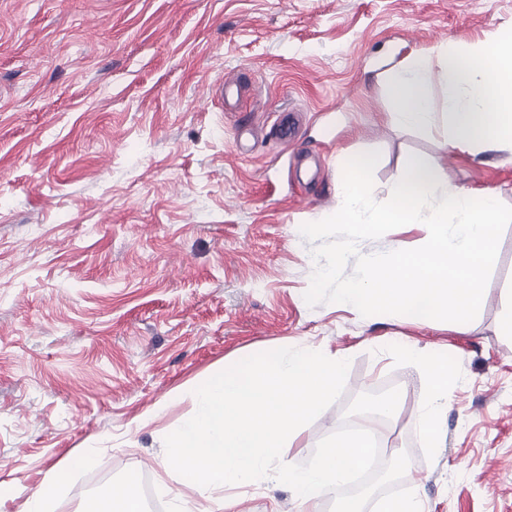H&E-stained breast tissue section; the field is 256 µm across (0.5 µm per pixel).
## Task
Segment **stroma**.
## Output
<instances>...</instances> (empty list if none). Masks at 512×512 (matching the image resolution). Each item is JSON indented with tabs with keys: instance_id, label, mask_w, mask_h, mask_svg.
Wrapping results in <instances>:
<instances>
[{
	"instance_id": "stroma-1",
	"label": "stroma",
	"mask_w": 512,
	"mask_h": 512,
	"mask_svg": "<svg viewBox=\"0 0 512 512\" xmlns=\"http://www.w3.org/2000/svg\"><path fill=\"white\" fill-rule=\"evenodd\" d=\"M512 27V0H0V512L59 471L50 512L130 483L171 503L165 437L190 389L250 355L306 348L350 362L343 396L306 425L302 464L359 389L405 392L385 440L427 512H512V225L466 326L308 306L302 224L335 213L344 153L376 151V201L409 156L512 206V152L447 147L443 124L395 127L389 71ZM239 97L223 100L225 77ZM302 115L281 144L276 112ZM447 356L441 448L416 422L424 370ZM159 415L143 422V413ZM268 479L223 512H294Z\"/></svg>"
}]
</instances>
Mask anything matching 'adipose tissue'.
Returning <instances> with one entry per match:
<instances>
[{"label":"adipose tissue","mask_w":512,"mask_h":512,"mask_svg":"<svg viewBox=\"0 0 512 512\" xmlns=\"http://www.w3.org/2000/svg\"><path fill=\"white\" fill-rule=\"evenodd\" d=\"M443 71L453 93L445 118L450 144L460 150H512V32L472 47L457 45L443 56ZM430 70L425 58L414 56L392 70L389 91L395 126H430L438 116L429 94ZM410 355L429 379V391L419 414L422 437L428 447L442 445V425L448 412V364L418 349Z\"/></svg>","instance_id":"obj_1"}]
</instances>
